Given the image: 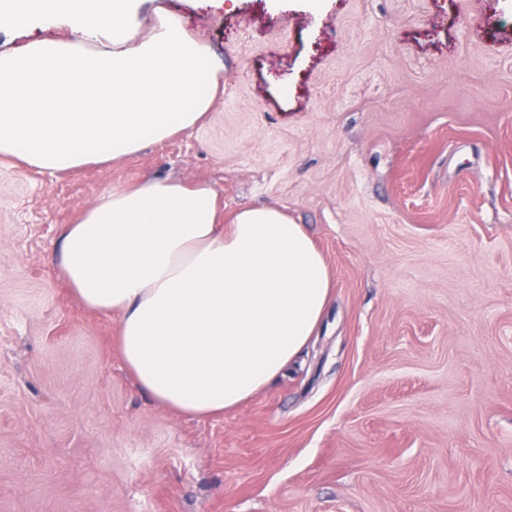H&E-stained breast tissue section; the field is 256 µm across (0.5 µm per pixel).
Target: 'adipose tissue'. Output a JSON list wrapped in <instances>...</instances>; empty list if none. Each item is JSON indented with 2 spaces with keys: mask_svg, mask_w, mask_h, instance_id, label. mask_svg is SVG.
I'll return each instance as SVG.
<instances>
[{
  "mask_svg": "<svg viewBox=\"0 0 512 512\" xmlns=\"http://www.w3.org/2000/svg\"><path fill=\"white\" fill-rule=\"evenodd\" d=\"M142 0H0V29L58 24L73 38L0 51V155L55 172L123 159L195 126L220 67ZM57 271L85 307L118 316L136 384L179 415L236 409L282 376L334 286L302 225L271 206L225 219L216 194L153 179L115 188L61 233Z\"/></svg>",
  "mask_w": 512,
  "mask_h": 512,
  "instance_id": "adipose-tissue-1",
  "label": "adipose tissue"
}]
</instances>
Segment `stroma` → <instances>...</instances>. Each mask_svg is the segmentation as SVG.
Masks as SVG:
<instances>
[{"label":"stroma","mask_w":512,"mask_h":512,"mask_svg":"<svg viewBox=\"0 0 512 512\" xmlns=\"http://www.w3.org/2000/svg\"><path fill=\"white\" fill-rule=\"evenodd\" d=\"M222 68L205 120L49 173L0 156V512H512V0H144ZM150 178L304 224L335 288L297 366L180 417L55 272Z\"/></svg>","instance_id":"35a3bbf8"}]
</instances>
